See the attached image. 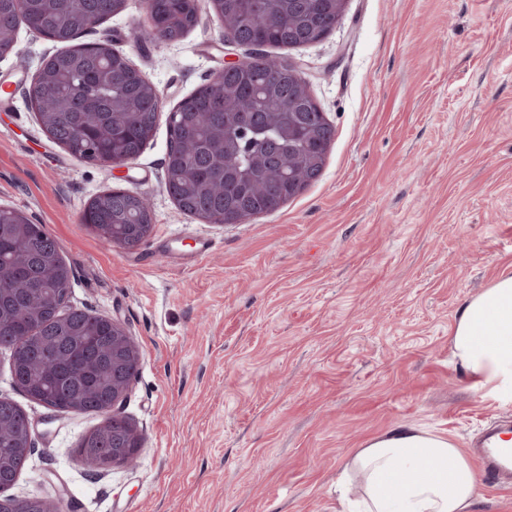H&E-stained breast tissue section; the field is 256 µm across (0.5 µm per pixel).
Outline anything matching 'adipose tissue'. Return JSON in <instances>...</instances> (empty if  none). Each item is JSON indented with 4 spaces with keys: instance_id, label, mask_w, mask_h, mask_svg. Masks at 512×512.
<instances>
[{
    "instance_id": "ef3b65f1",
    "label": "adipose tissue",
    "mask_w": 512,
    "mask_h": 512,
    "mask_svg": "<svg viewBox=\"0 0 512 512\" xmlns=\"http://www.w3.org/2000/svg\"><path fill=\"white\" fill-rule=\"evenodd\" d=\"M451 346L480 398L512 402V272L460 309ZM344 470L362 478L348 512H472L479 497L477 473L454 441L412 426L368 440Z\"/></svg>"
}]
</instances>
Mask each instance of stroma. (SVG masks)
<instances>
[{
	"label": "stroma",
	"instance_id": "stroma-1",
	"mask_svg": "<svg viewBox=\"0 0 512 512\" xmlns=\"http://www.w3.org/2000/svg\"><path fill=\"white\" fill-rule=\"evenodd\" d=\"M145 22L129 0L82 39L110 40L169 108L223 68L210 9L170 44L136 41ZM57 50L23 24L0 59L1 78L23 75L0 109V205L58 242L71 305L137 342L119 412L143 446L91 474L73 450L101 416L28 400L0 350V396L34 425L12 496L79 512H342L344 464L367 439L410 425L467 452L512 423V405L469 391L451 348L461 306L512 270V0H347L326 39L289 51L335 129L322 174L243 224L202 223L167 195L165 118L123 169L50 142L26 90ZM113 188L151 202L130 250L80 222Z\"/></svg>",
	"mask_w": 512,
	"mask_h": 512
}]
</instances>
